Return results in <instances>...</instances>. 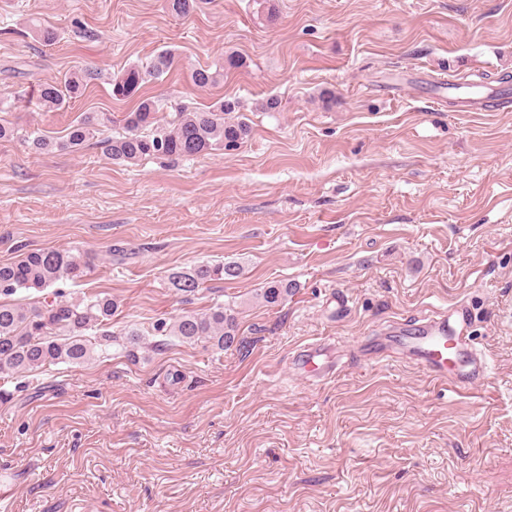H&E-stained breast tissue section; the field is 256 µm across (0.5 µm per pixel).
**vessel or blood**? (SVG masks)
<instances>
[{
	"mask_svg": "<svg viewBox=\"0 0 512 512\" xmlns=\"http://www.w3.org/2000/svg\"><path fill=\"white\" fill-rule=\"evenodd\" d=\"M461 112H507L512 110V90L483 84L451 81L439 84ZM392 344H385V336ZM385 336L372 339L369 360L380 362L391 356L410 362L425 374L443 381L455 390H464L487 379L491 364L463 335L450 315L440 313L422 319L409 335H402L398 324H391ZM295 371L302 378L324 381L336 373V358L320 344L305 345L295 362Z\"/></svg>",
	"mask_w": 512,
	"mask_h": 512,
	"instance_id": "b4317fda",
	"label": "vessel or blood"
}]
</instances>
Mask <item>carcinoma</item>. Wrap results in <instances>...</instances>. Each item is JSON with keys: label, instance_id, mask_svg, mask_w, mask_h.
<instances>
[{"label": "carcinoma", "instance_id": "obj_1", "mask_svg": "<svg viewBox=\"0 0 512 512\" xmlns=\"http://www.w3.org/2000/svg\"><path fill=\"white\" fill-rule=\"evenodd\" d=\"M203 0H166L171 11L187 15ZM174 63L168 50L157 53L149 65H131L109 79L112 98L132 100L133 108L123 118L124 132L105 140L109 158L117 163H133L150 156L194 157L213 150H235L252 132L244 119L224 120L232 105L222 100L193 112L180 111L166 125L159 123L158 100L142 92L150 80H159ZM224 76V65L215 69H196L192 73L195 86L214 85ZM99 79V73L81 69L58 83L39 87L38 97L49 110L60 109L66 102L83 96L87 87ZM110 122L105 113L86 116L70 127L68 138L53 142L33 131L27 141L36 152L53 149L77 151L92 138L97 127ZM90 261L68 250L39 249L24 253L11 263L0 264V378L42 369L59 363L80 365L95 353L104 354L117 341L107 331L93 340L85 331L110 324L119 307L110 295L82 299H66L56 292L32 304L13 303L7 297L19 291H42L63 280L84 277ZM243 275L236 262L196 265L169 275V284L186 297H194L213 281L235 280ZM292 287L284 281H272L262 288L260 298L269 305L287 299ZM157 330L183 343H204L219 350L233 346L238 335L237 315L231 307L216 303L204 312H187L173 324L160 323ZM126 356L134 360L141 349V337L131 329L120 344Z\"/></svg>", "mask_w": 512, "mask_h": 512}]
</instances>
